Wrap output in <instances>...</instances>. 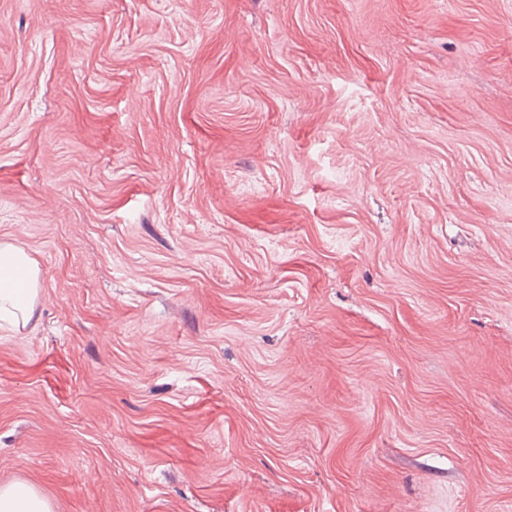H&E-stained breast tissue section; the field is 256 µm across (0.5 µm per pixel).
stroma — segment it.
<instances>
[{
    "mask_svg": "<svg viewBox=\"0 0 512 512\" xmlns=\"http://www.w3.org/2000/svg\"><path fill=\"white\" fill-rule=\"evenodd\" d=\"M512 0H0V484L54 512H512ZM17 276L27 281L29 288L25 291L14 288V278ZM38 286L39 268L36 262L15 245L0 244V319L24 326L38 298Z\"/></svg>",
    "mask_w": 512,
    "mask_h": 512,
    "instance_id": "35a3bbf8",
    "label": "stroma"
}]
</instances>
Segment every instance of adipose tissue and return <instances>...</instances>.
I'll return each instance as SVG.
<instances>
[{
    "label": "adipose tissue",
    "instance_id": "obj_1",
    "mask_svg": "<svg viewBox=\"0 0 512 512\" xmlns=\"http://www.w3.org/2000/svg\"><path fill=\"white\" fill-rule=\"evenodd\" d=\"M39 293V268L21 248L0 244V319L26 323ZM0 512H53L48 499L29 484L0 485Z\"/></svg>",
    "mask_w": 512,
    "mask_h": 512
}]
</instances>
